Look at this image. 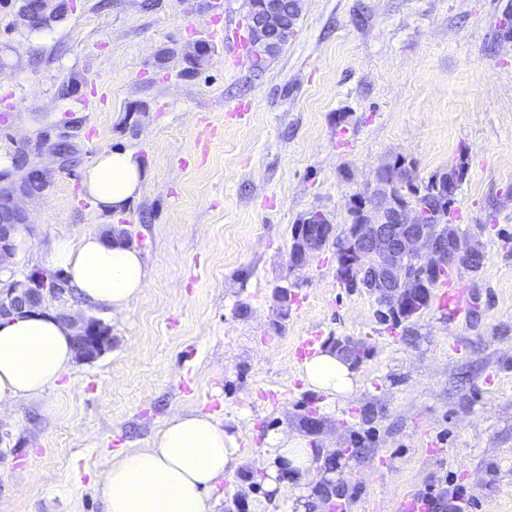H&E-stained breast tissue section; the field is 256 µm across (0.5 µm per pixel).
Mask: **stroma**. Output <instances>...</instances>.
Returning a JSON list of instances; mask_svg holds the SVG:
<instances>
[{"label": "stroma", "mask_w": 512, "mask_h": 512, "mask_svg": "<svg viewBox=\"0 0 512 512\" xmlns=\"http://www.w3.org/2000/svg\"><path fill=\"white\" fill-rule=\"evenodd\" d=\"M98 2L66 0L34 34L18 0H0V47L22 60L0 72V169L21 142L81 123L77 166L43 160L51 184L25 203L14 267L51 269L57 237L120 224L148 283L122 315L97 312L111 336L100 356L0 412V512H104L103 472L193 411L239 436L214 512H290L298 481L277 496L261 477L274 432L316 449L345 512H398L432 489L434 512L459 491L470 512H512V0H302L260 73L242 44L247 0ZM198 40L212 58L182 76ZM164 46L175 54L159 67ZM133 102L146 108L134 130ZM115 147L148 174L119 217L83 177ZM398 156L420 182L464 169L454 223L485 260L453 274L470 304L458 318L431 305L384 322L374 296L339 283L330 245L290 264L297 219L319 210L343 226L351 195ZM304 338L364 348L351 401L305 385Z\"/></svg>", "instance_id": "obj_1"}]
</instances>
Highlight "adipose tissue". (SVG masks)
Instances as JSON below:
<instances>
[{"mask_svg": "<svg viewBox=\"0 0 512 512\" xmlns=\"http://www.w3.org/2000/svg\"><path fill=\"white\" fill-rule=\"evenodd\" d=\"M146 178L133 152L114 148L86 169L84 186L100 210L118 214L139 196ZM52 263L88 310L121 315L146 286L140 251L93 233L57 241ZM74 333L46 312L0 323V405L40 397L71 363ZM300 376L309 388L341 402L351 400L359 387L350 361L332 349L305 359ZM268 444L274 460L267 470L269 490L282 489V470L301 484L316 482L306 441L276 433ZM239 461L236 436L213 416L175 415L156 432L150 448L125 454L108 468L101 482L104 512H212L215 481Z\"/></svg>", "mask_w": 512, "mask_h": 512, "instance_id": "obj_1", "label": "adipose tissue"}]
</instances>
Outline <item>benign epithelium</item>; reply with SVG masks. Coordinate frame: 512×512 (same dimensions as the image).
<instances>
[{
  "mask_svg": "<svg viewBox=\"0 0 512 512\" xmlns=\"http://www.w3.org/2000/svg\"><path fill=\"white\" fill-rule=\"evenodd\" d=\"M247 37L256 49H272L288 36L290 29L284 5L278 0H249ZM37 12L43 26L49 28L64 11L61 0H31V6L17 14L20 25L32 23ZM185 63L199 67L211 59L208 44L197 41L184 51ZM77 126L71 124L25 142L15 153L12 166L0 170V320L13 319L45 308L50 303H64L72 298L73 288L62 273L48 281L46 271L34 269L25 279L15 278L13 265L5 261L19 249L17 229L26 226V199L39 198L42 187L50 182L49 170L41 163L46 153L64 159L60 147L76 145ZM386 175L392 186L410 180V173L393 163L379 170L376 178ZM380 200L377 184L351 197L348 213L362 207L366 213ZM387 207L392 209L388 224H348L336 234L333 224H300L294 232L290 252L293 267L302 266L308 255L334 242L336 276L345 286L376 296L386 308L385 316L401 320L414 308L428 303L423 281L441 266L471 271L483 262L473 238L464 235L446 238L432 233L424 224L420 206L397 205L386 192ZM74 351L81 361L95 359L110 343L108 328L95 318H81L73 336Z\"/></svg>",
  "mask_w": 512,
  "mask_h": 512,
  "instance_id": "obj_1",
  "label": "benign epithelium"
}]
</instances>
